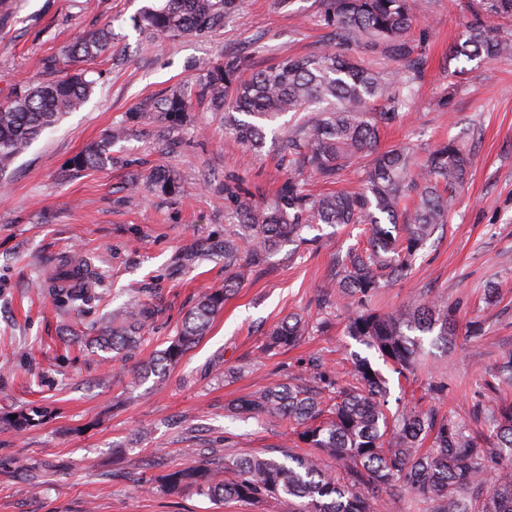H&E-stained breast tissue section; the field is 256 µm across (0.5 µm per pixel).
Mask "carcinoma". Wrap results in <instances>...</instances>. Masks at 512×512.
<instances>
[{"label":"carcinoma","instance_id":"cac0c4a2","mask_svg":"<svg viewBox=\"0 0 512 512\" xmlns=\"http://www.w3.org/2000/svg\"><path fill=\"white\" fill-rule=\"evenodd\" d=\"M320 3L318 22L334 45L261 69L251 68L241 56L226 55L195 82L130 110L126 124L73 160L77 168L100 167L111 159L112 142L128 126H181L196 101L224 113L225 130L253 151L265 146L268 123L289 113L295 117L277 144L288 178L273 198L258 203L237 177H226L224 207L232 222L224 226V237L197 238L174 256L172 271L178 274L204 257L224 255V287L199 298L170 344L140 366L144 376L161 374L196 347L241 276L262 270L284 241H307L303 231L316 224L363 227L366 247L337 258L316 307L321 311L343 302L351 308L345 333L373 350L398 378L408 381L416 375L422 336L433 333L434 343L446 347L457 335L451 310L439 300L416 298L390 314L371 307L378 289L407 279L419 251L448 224L470 173L469 156L454 139L437 143L422 161L408 147L377 151L381 128L399 117L422 79L419 45L410 38L412 0ZM233 4L146 0L137 27L159 38L209 34L224 26ZM471 9L473 20L452 54L470 61L512 55V33L487 23L489 18L512 20V0H474ZM113 40L110 26L84 33L64 56L70 62L94 60L112 51ZM349 43L379 47L403 65L394 71L366 66L337 49ZM96 84L82 69L14 88L0 105V181L37 137L84 107ZM364 157L370 163L361 191L314 194L308 188L305 175L334 185ZM143 185L162 193L179 189L164 169L151 172L144 184L140 174H130L132 192ZM93 279L91 266L79 259L56 274L49 293L77 310L90 297ZM159 314L156 304L136 296L90 344L130 357ZM321 328V323L288 316L271 330L265 349L293 346ZM344 375L333 378L315 363L235 404L232 413L239 419L292 427V449L282 457L247 455L216 468L191 465L162 475L158 487L169 495L193 490L221 503L283 499L288 512H376L406 491L434 502L432 512H512V401L477 406L475 418L487 430L478 434L438 408L424 406L427 397L438 402L447 397L448 383L440 378L427 382L416 402L392 410L388 380L368 358L351 355ZM15 415L0 416V426L22 432L45 417L37 407L21 408ZM329 459L342 468L331 469ZM226 472L231 477H224ZM492 472L496 480L489 485L486 476Z\"/></svg>","mask_w":512,"mask_h":512}]
</instances>
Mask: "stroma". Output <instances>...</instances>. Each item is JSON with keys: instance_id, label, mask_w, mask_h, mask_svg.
Segmentation results:
<instances>
[{"instance_id": "obj_1", "label": "stroma", "mask_w": 512, "mask_h": 512, "mask_svg": "<svg viewBox=\"0 0 512 512\" xmlns=\"http://www.w3.org/2000/svg\"><path fill=\"white\" fill-rule=\"evenodd\" d=\"M470 0H414L411 36L424 77L409 108L383 132L380 149L413 147L417 156L456 137L471 158L468 183L439 241L427 243L408 279L378 291L387 313L412 296L445 301L458 331L472 321L479 338L447 351L425 345L419 383H448L444 412L468 421L485 403L484 381L512 352V56L488 62L454 58L451 48L471 17ZM143 0H0V102L15 86L60 78L63 51L79 34L111 25V56L88 103L44 133L14 163L0 190V415L35 405L48 415L17 433L0 427V512H288L286 502L215 505L192 492L166 495L148 479L202 463V450L233 459L275 456L284 427L234 420L227 407L320 358L329 371L351 353L373 350L343 333L345 310L318 314L315 298L337 255L357 242L353 227L308 230V243H284L262 271L240 284L202 342L164 378L140 379V363L165 349L205 291L223 287L224 260L212 257L181 274L176 252L200 236L220 237L227 217L224 177L234 174L257 194L287 178L274 142L246 153L226 133L224 115L197 107L187 125L161 141L153 125L132 126L112 148L113 162L78 169L74 157L120 125L129 109L195 81L227 54L266 67L323 48L318 0H235L224 27L208 36L158 39L136 30ZM55 68H47L48 60ZM463 69L457 85L448 73ZM161 168L175 194L130 199L128 175ZM80 252L95 271V298L82 310L37 294L34 284ZM500 300L487 305L484 290ZM145 293L162 309L129 360L64 346L63 331L95 335L129 297ZM322 318L325 327L292 349L266 350L268 331L288 314ZM247 363L230 378L227 367Z\"/></svg>"}]
</instances>
